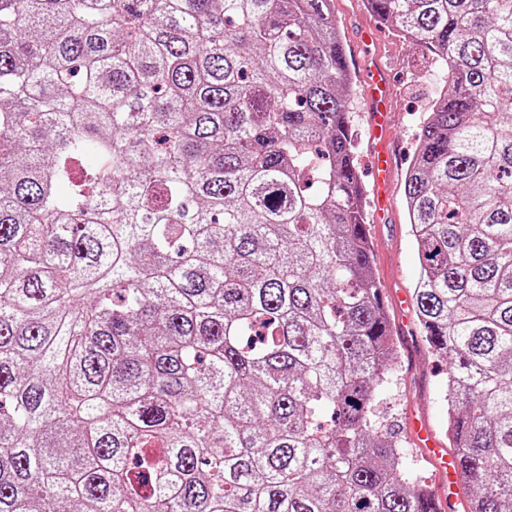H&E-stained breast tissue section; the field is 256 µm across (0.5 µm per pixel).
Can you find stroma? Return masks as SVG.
I'll use <instances>...</instances> for the list:
<instances>
[{"label": "stroma", "instance_id": "35a3bbf8", "mask_svg": "<svg viewBox=\"0 0 512 512\" xmlns=\"http://www.w3.org/2000/svg\"><path fill=\"white\" fill-rule=\"evenodd\" d=\"M332 17L357 61L354 77H361L368 62L379 58L388 71L392 95L387 109L394 119L391 146L395 163L390 172V201L384 210L367 204L374 273L379 281L397 336L396 369L390 384L379 393L388 424L402 445L401 465L429 489H437L440 475L411 440L406 422L416 417L433 429L440 446L448 444V386L446 357L432 354L417 326L411 296L419 276L415 241L404 199L405 173L413 156L419 128L435 101L434 61L429 51L401 38L392 25L380 23L363 0H331ZM349 115L356 139V163L362 185H369L372 143L364 134L366 103L353 89Z\"/></svg>", "mask_w": 512, "mask_h": 512}]
</instances>
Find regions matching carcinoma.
Listing matches in <instances>:
<instances>
[{"label": "carcinoma", "mask_w": 512, "mask_h": 512, "mask_svg": "<svg viewBox=\"0 0 512 512\" xmlns=\"http://www.w3.org/2000/svg\"><path fill=\"white\" fill-rule=\"evenodd\" d=\"M365 2L438 63L412 301L512 512V0ZM345 57L330 0H0V512H429Z\"/></svg>", "instance_id": "carcinoma-1"}]
</instances>
